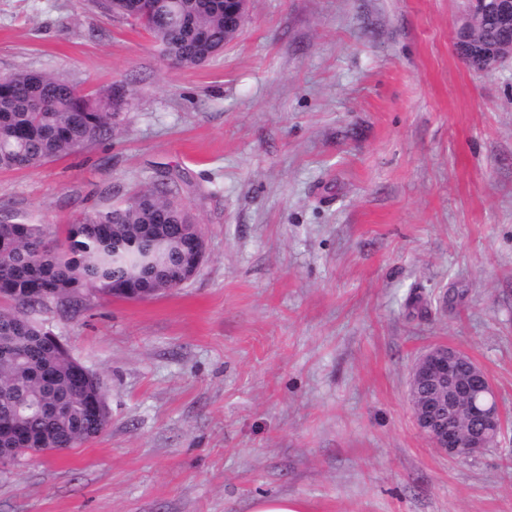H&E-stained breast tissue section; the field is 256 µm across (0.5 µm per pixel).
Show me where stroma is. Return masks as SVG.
<instances>
[{"label":"stroma","mask_w":512,"mask_h":512,"mask_svg":"<svg viewBox=\"0 0 512 512\" xmlns=\"http://www.w3.org/2000/svg\"><path fill=\"white\" fill-rule=\"evenodd\" d=\"M463 0H248L193 69L92 0H0V76L130 91L109 136L0 172V217L64 226L185 173L206 260L144 301L33 318L106 387L110 423L0 463V512H512V58L455 52ZM420 296L417 306L408 299ZM507 416L464 461L417 428L430 346ZM306 504L288 496L260 497L253 501L251 512H306Z\"/></svg>","instance_id":"1"}]
</instances>
